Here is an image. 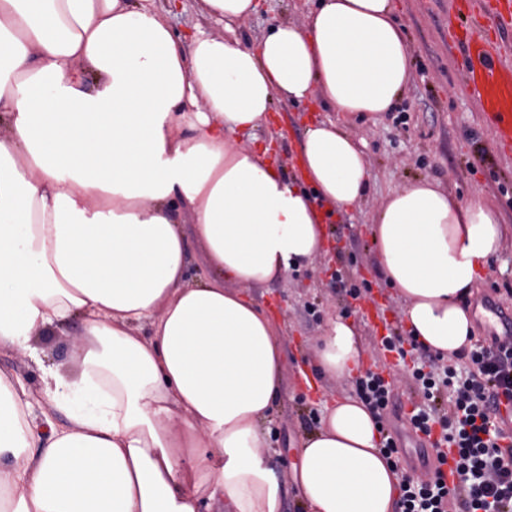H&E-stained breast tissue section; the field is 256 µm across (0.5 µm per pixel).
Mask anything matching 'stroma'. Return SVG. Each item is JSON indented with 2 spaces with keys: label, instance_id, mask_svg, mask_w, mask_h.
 Here are the masks:
<instances>
[{
  "label": "stroma",
  "instance_id": "35a3bbf8",
  "mask_svg": "<svg viewBox=\"0 0 512 512\" xmlns=\"http://www.w3.org/2000/svg\"><path fill=\"white\" fill-rule=\"evenodd\" d=\"M448 2L395 0L396 18L413 59V76L391 112L376 118L347 117L324 107L317 97L298 106L280 100L269 125L254 136L237 138L240 146L259 149L270 132H277L273 159L292 179L305 125L330 119L360 141L371 172L361 200L330 224L329 254L315 258L301 273L281 276L251 291L275 318L285 343V389L268 421L282 451L279 470H290L295 446L317 429L320 401L356 393L354 381L320 377L309 363L310 346L326 321L342 314L356 326L363 343L362 369L380 373L393 386L395 406L387 411L384 425L401 434L403 465L419 462L418 442L406 431L407 416L419 400L411 370L397 354L377 347L375 333L363 316L367 300L352 301L331 279L340 269L355 280L368 281L391 328L405 333L404 302L386 283L370 231L372 216L389 191L427 179L441 183L460 201L478 194L494 206L507 232L488 271L463 304L475 315L474 335L479 341L487 340L495 329L481 306L486 295H493L500 310L512 311V157L498 153L477 101L464 88L459 50L448 31ZM259 4L257 13L234 24L229 32L233 37L246 43L258 40L277 22H303L312 7L310 0H259ZM309 378L315 380V388L306 386Z\"/></svg>",
  "mask_w": 512,
  "mask_h": 512
}]
</instances>
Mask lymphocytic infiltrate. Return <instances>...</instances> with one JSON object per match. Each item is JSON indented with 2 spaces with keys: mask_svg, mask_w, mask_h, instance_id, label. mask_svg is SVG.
<instances>
[{
  "mask_svg": "<svg viewBox=\"0 0 512 512\" xmlns=\"http://www.w3.org/2000/svg\"><path fill=\"white\" fill-rule=\"evenodd\" d=\"M467 357L463 375L433 358L414 361L412 377L427 405L410 424L425 435L440 424L451 454L448 472L403 477L400 512H448L452 499L463 512H512V447L497 421L502 400L512 401V347L493 339Z\"/></svg>",
  "mask_w": 512,
  "mask_h": 512,
  "instance_id": "1",
  "label": "lymphocytic infiltrate"
}]
</instances>
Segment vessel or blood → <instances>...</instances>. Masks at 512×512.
Segmentation results:
<instances>
[{
    "label": "vessel or blood",
    "instance_id": "1",
    "mask_svg": "<svg viewBox=\"0 0 512 512\" xmlns=\"http://www.w3.org/2000/svg\"><path fill=\"white\" fill-rule=\"evenodd\" d=\"M481 10L489 28L465 20L463 9H456L459 22L451 35L464 55L468 91L481 106L486 123L492 128L502 153H512V59L502 57L497 41L512 34V0H483Z\"/></svg>",
    "mask_w": 512,
    "mask_h": 512
}]
</instances>
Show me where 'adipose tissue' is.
Instances as JSON below:
<instances>
[{"mask_svg": "<svg viewBox=\"0 0 512 512\" xmlns=\"http://www.w3.org/2000/svg\"><path fill=\"white\" fill-rule=\"evenodd\" d=\"M393 9L318 0L255 45L201 33L185 46L156 0H0V351L39 359L36 332L82 323L74 371L43 368L34 391L0 371V512H284L262 428L283 337L247 291L320 255L319 204L351 207L370 173L332 121L304 132L303 186L235 136L278 98L390 111L412 78ZM504 233L481 196L463 204L430 181L382 201L372 238L426 349L470 346L462 300ZM313 356L354 377L353 324L330 319ZM35 399L53 418L29 420ZM296 457L307 512H393L401 477L360 400L327 406Z\"/></svg>", "mask_w": 512, "mask_h": 512, "instance_id": "obj_1", "label": "adipose tissue"}]
</instances>
